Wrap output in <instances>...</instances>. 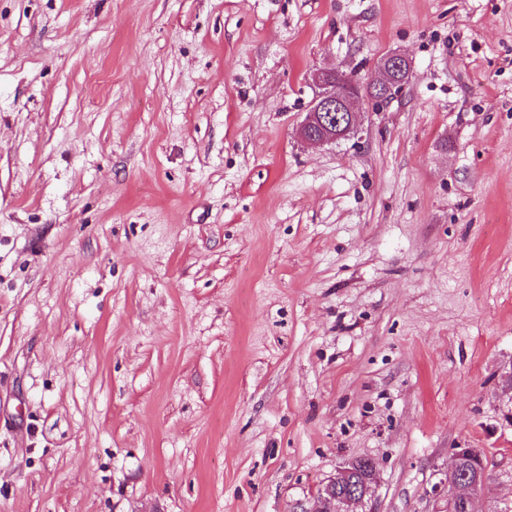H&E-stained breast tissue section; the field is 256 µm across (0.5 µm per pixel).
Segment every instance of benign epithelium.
<instances>
[{
	"mask_svg": "<svg viewBox=\"0 0 512 512\" xmlns=\"http://www.w3.org/2000/svg\"><path fill=\"white\" fill-rule=\"evenodd\" d=\"M410 68L408 58L398 52L388 55L379 67V76L364 93L370 99L382 101V93L391 88L393 75ZM313 82L322 88L300 126L301 138L311 145H322L345 139L357 129V103L362 93L345 94L336 89L331 73L318 72ZM469 448H458L453 455V477L446 487L448 512H483L482 492L486 483L487 466L480 462L474 473L460 468L462 457L470 454ZM377 464L371 463L362 482L353 484V464L339 467L317 490L312 505L299 501L290 512H355L354 507L363 502L375 488Z\"/></svg>",
	"mask_w": 512,
	"mask_h": 512,
	"instance_id": "1",
	"label": "benign epithelium"
}]
</instances>
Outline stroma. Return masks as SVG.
<instances>
[{
	"instance_id": "stroma-1",
	"label": "stroma",
	"mask_w": 512,
	"mask_h": 512,
	"mask_svg": "<svg viewBox=\"0 0 512 512\" xmlns=\"http://www.w3.org/2000/svg\"><path fill=\"white\" fill-rule=\"evenodd\" d=\"M511 364L512 0H0V512H512ZM406 68L409 71L410 63L405 55L398 52L388 55L378 68L379 76L372 82L370 89L366 91V95L376 102H381L383 100L382 93L391 88L393 75L403 74ZM318 72L313 82L322 88L314 104L300 126L301 138L311 145H322L345 139L357 129V103L362 100V92L345 94L341 91L361 89V84L345 74ZM336 87L340 90L338 91ZM475 453L470 454L471 448H458L453 455L452 468L453 477L446 487V498L448 512H483L481 508L482 492L486 483L487 466L482 458L473 474L464 473L460 468V460L466 457L464 463L473 467L477 457L482 455L474 449ZM354 462L339 467L336 475L330 477L317 490L311 506L299 501L290 512H355L354 507L362 503L375 488L377 464L369 465L361 483L353 486Z\"/></svg>"
}]
</instances>
